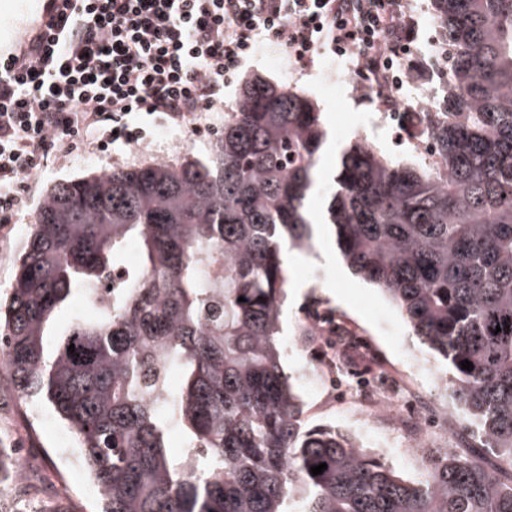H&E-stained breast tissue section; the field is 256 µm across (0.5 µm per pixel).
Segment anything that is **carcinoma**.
<instances>
[{"mask_svg": "<svg viewBox=\"0 0 512 512\" xmlns=\"http://www.w3.org/2000/svg\"><path fill=\"white\" fill-rule=\"evenodd\" d=\"M434 5L448 177L356 144L328 220L351 270L448 362L460 445L408 480L351 436L305 428L279 340L282 255L311 245L325 130L305 96L255 79L204 156L55 185L15 259L0 365L72 430L101 512H512V0ZM129 242L140 262L112 308L48 348L55 315Z\"/></svg>", "mask_w": 512, "mask_h": 512, "instance_id": "obj_1", "label": "carcinoma"}]
</instances>
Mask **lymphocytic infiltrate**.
<instances>
[{"mask_svg": "<svg viewBox=\"0 0 512 512\" xmlns=\"http://www.w3.org/2000/svg\"><path fill=\"white\" fill-rule=\"evenodd\" d=\"M48 0L39 31L0 75V224L41 159L139 145L153 126L224 109V77L264 43L305 65L377 29L410 40L403 0Z\"/></svg>", "mask_w": 512, "mask_h": 512, "instance_id": "lymphocytic-infiltrate-1", "label": "lymphocytic infiltrate"}]
</instances>
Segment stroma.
Listing matches in <instances>:
<instances>
[{
	"instance_id": "1",
	"label": "stroma",
	"mask_w": 512,
	"mask_h": 512,
	"mask_svg": "<svg viewBox=\"0 0 512 512\" xmlns=\"http://www.w3.org/2000/svg\"><path fill=\"white\" fill-rule=\"evenodd\" d=\"M408 11L416 23L410 48L402 58L405 66L417 69L412 84L399 89L400 98L434 90L443 93L448 80V65L443 56L432 55L429 47L439 38V28L431 0H406ZM348 56L335 55L322 47L308 67H299L287 54L276 47L264 45L243 64L235 75L224 81V104L232 106L247 81L262 78L268 82L298 91L306 96L319 112L327 130L320 166L323 176L316 203H324L333 191L332 171L343 150L362 141L371 142L387 158H399L413 164L409 150L393 141V133L375 124L377 94L372 85H363L359 92L343 89L339 98L323 94L322 82L336 72L339 65L348 63ZM169 126L156 128L139 146L121 155L88 148L70 158H50L32 185L23 191V207L14 223L0 227V289L10 285L14 276L13 258L19 252L34 222L37 208L55 184L92 173L128 170L159 162L167 158L175 163L185 153L203 155L208 141H198L188 152L170 151ZM308 252H294L289 269V295L283 316V337L288 342L285 366L296 385L317 373L323 352L316 337L301 334L303 322L298 310L295 291L309 283V271L320 274L319 286L312 295L324 306L339 313L351 328L361 332L381 355L386 369L400 370L406 383L437 399H445L443 377L447 363L434 355L413 336L398 309L378 289L365 282L347 267L327 233H319ZM303 419L307 426H328L352 436L360 445L379 454L406 478L416 479L423 473L425 452L405 448V432L370 425L357 415L354 408L330 413L324 410L318 396L303 390ZM71 432L60 423L48 408L23 401L13 384L0 387V448H21L30 465V500L38 512H98L97 491L86 475L81 455L74 446H60V438Z\"/></svg>"
}]
</instances>
